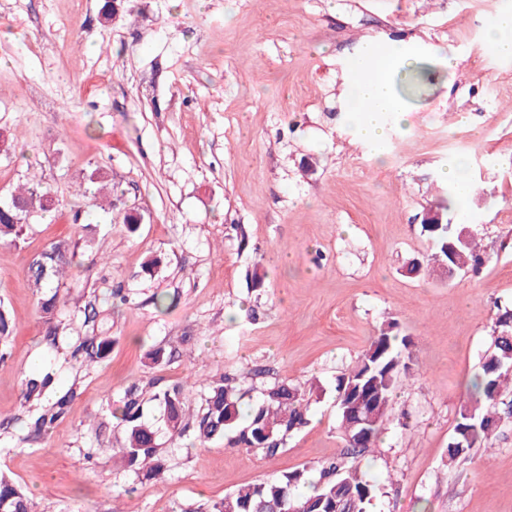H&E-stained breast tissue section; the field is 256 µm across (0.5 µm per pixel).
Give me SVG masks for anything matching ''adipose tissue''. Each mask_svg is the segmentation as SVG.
Masks as SVG:
<instances>
[{"label":"adipose tissue","instance_id":"ef3b65f1","mask_svg":"<svg viewBox=\"0 0 512 512\" xmlns=\"http://www.w3.org/2000/svg\"><path fill=\"white\" fill-rule=\"evenodd\" d=\"M413 56L408 46L382 52L371 41L357 51L347 77L353 94L347 118L354 124L361 142L371 149H378L387 135L383 115L405 108L396 90L395 77L403 67L411 65Z\"/></svg>","mask_w":512,"mask_h":512}]
</instances>
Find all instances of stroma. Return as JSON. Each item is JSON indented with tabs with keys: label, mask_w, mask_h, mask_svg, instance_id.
<instances>
[{
	"label": "stroma",
	"mask_w": 512,
	"mask_h": 512,
	"mask_svg": "<svg viewBox=\"0 0 512 512\" xmlns=\"http://www.w3.org/2000/svg\"><path fill=\"white\" fill-rule=\"evenodd\" d=\"M105 2L0 0V199L34 177L55 199L22 240H0L12 329L0 423L25 411L22 374L49 369L58 389L78 391L45 435L0 449L32 512H199L336 456V379L387 321L413 342L412 377L373 450L384 489L373 512H512L511 428L488 452L447 462L493 303L512 302V58L485 36L512 0H116L109 14ZM368 40L409 44L432 66L377 154L346 118L345 75ZM455 156L477 189L448 216L491 260L476 276H408L429 251L420 217L445 196ZM99 172L123 196L89 208ZM129 208L143 218L134 232ZM60 240L78 249L56 320L67 336L111 337L97 363L42 340L27 271ZM160 346L175 355L156 365ZM226 373L249 404L278 381L309 390L310 425L272 456L162 438L161 482L114 461L124 432L112 410L131 381L153 423L154 392L191 383L195 409Z\"/></svg>",
	"instance_id": "stroma-1"
}]
</instances>
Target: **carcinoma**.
I'll return each mask as SVG.
<instances>
[{"instance_id": "1", "label": "carcinoma", "mask_w": 512, "mask_h": 512, "mask_svg": "<svg viewBox=\"0 0 512 512\" xmlns=\"http://www.w3.org/2000/svg\"><path fill=\"white\" fill-rule=\"evenodd\" d=\"M49 192L38 183H30L0 202V239L14 242L23 236L24 227L34 213L47 212ZM458 198L457 187L448 184L447 198L435 211L442 223L429 224L421 219V227L430 244L425 262L413 261L407 273L421 276L448 264L456 269L476 273L485 263L474 234L463 224L448 221V211ZM77 245L61 241L52 244L32 261L29 280L40 293L39 304L45 315V344L59 349L58 326L53 323L60 306V286L64 267L76 255ZM491 345L482 357L480 371L471 380L469 398L460 405L454 433L448 442V464L463 454L489 447L503 429L512 427V306L495 303ZM391 321L381 325L368 348L348 372L336 379L337 407L343 432L344 452L315 467H304L278 478L266 480L230 492L207 506L205 512H334L331 505L350 499L349 512H369L381 493L380 484L363 471L375 446L400 378L409 374L411 341L394 333ZM10 335L8 313L0 307V363L7 358L6 344ZM112 348L108 336H83L71 356L85 362L105 359ZM54 378L49 371L31 373L22 380L25 402L47 404L27 415L29 436L37 437L62 419L77 396L73 387L53 390ZM244 392L237 378L223 375L200 397L194 412L186 406V387L174 384L153 395L161 408L159 425L142 420L143 389L133 384L125 391L112 416L119 419L125 443L119 457L139 480L151 481L163 470L159 434L164 431L176 441L190 433L195 441L205 444L213 439L226 440L230 448L261 449L274 454L283 447L288 436L310 422L306 394L286 382H278L263 391V400L247 415L241 413ZM27 496L9 478L0 473V512H29Z\"/></svg>"}]
</instances>
